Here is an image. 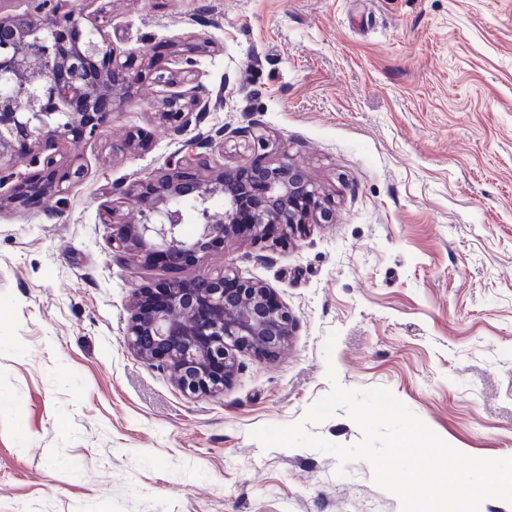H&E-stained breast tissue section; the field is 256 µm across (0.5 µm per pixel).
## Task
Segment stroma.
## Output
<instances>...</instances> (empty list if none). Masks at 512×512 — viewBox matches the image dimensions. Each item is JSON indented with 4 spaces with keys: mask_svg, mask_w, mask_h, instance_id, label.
<instances>
[{
    "mask_svg": "<svg viewBox=\"0 0 512 512\" xmlns=\"http://www.w3.org/2000/svg\"><path fill=\"white\" fill-rule=\"evenodd\" d=\"M105 31L169 64L191 46L221 101L182 134L160 86L117 92L58 166L60 200L0 207V512H401L367 463L263 449L329 392L385 387L474 457H512V0H104ZM263 127L266 149L247 130ZM227 129L216 164L288 157L336 221L270 249L215 248L296 319L276 358L240 356L223 392L184 395L125 343L131 292L196 271L139 266L116 188ZM141 147L119 151L129 136ZM338 340L325 356L329 333Z\"/></svg>",
    "mask_w": 512,
    "mask_h": 512,
    "instance_id": "1",
    "label": "stroma"
}]
</instances>
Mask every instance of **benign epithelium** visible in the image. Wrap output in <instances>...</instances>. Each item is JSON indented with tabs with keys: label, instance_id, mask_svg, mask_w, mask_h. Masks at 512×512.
I'll list each match as a JSON object with an SVG mask.
<instances>
[{
	"label": "benign epithelium",
	"instance_id": "obj_1",
	"mask_svg": "<svg viewBox=\"0 0 512 512\" xmlns=\"http://www.w3.org/2000/svg\"><path fill=\"white\" fill-rule=\"evenodd\" d=\"M79 2L39 0L32 10L0 11V189L14 179L16 147L40 150L77 131L94 137L99 117L115 106L114 91L131 95L147 77L167 88L158 118L173 133L211 110V92L195 74L194 61L180 55L175 63L181 68L167 74L121 57L100 25L104 9H91L95 0ZM224 135L220 129L185 143L164 170L124 190L142 219L115 225L112 240L133 261L171 270L202 266L217 242L249 237L282 247L312 225L334 223L331 201L290 160L224 168L196 152ZM65 192L63 179L50 170L0 194V205L5 199L27 205ZM218 193L224 213L216 221L210 202ZM188 221L198 228L189 240L182 236ZM128 312V348L165 367L187 396L224 390L235 377L238 354L274 356L296 327L273 289L229 266L135 288Z\"/></svg>",
	"mask_w": 512,
	"mask_h": 512
}]
</instances>
